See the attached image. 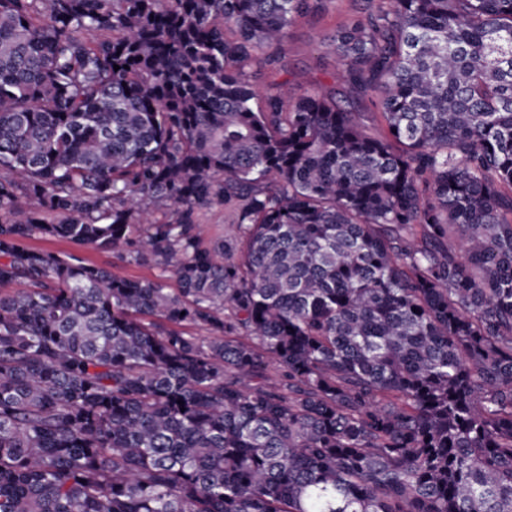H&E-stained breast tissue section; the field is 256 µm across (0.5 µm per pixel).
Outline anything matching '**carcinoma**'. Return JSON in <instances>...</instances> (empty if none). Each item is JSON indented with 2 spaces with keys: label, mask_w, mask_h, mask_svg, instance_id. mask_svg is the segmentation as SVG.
<instances>
[{
  "label": "carcinoma",
  "mask_w": 512,
  "mask_h": 512,
  "mask_svg": "<svg viewBox=\"0 0 512 512\" xmlns=\"http://www.w3.org/2000/svg\"><path fill=\"white\" fill-rule=\"evenodd\" d=\"M332 2L0 0V512H512V0L336 29L379 138ZM363 0H336L325 14L296 17L288 28L283 46V65L271 70L255 62L249 70L251 82L259 95L275 84L288 80L298 92L323 85L342 99L343 65L327 47L337 26L366 16ZM348 109L351 112H359L365 132L373 137L383 135L384 129L376 109L373 107L370 96L361 94L350 100ZM198 223L204 226V239L208 242L228 231L229 224L232 223V217L224 206L214 205L202 208L198 213ZM33 247L48 250L58 254H77L87 261L112 269L114 274L129 278H153L157 270L152 265L128 264L113 258L110 254L98 252L72 242L54 239L37 238L30 241Z\"/></svg>",
  "instance_id": "obj_1"
}]
</instances>
